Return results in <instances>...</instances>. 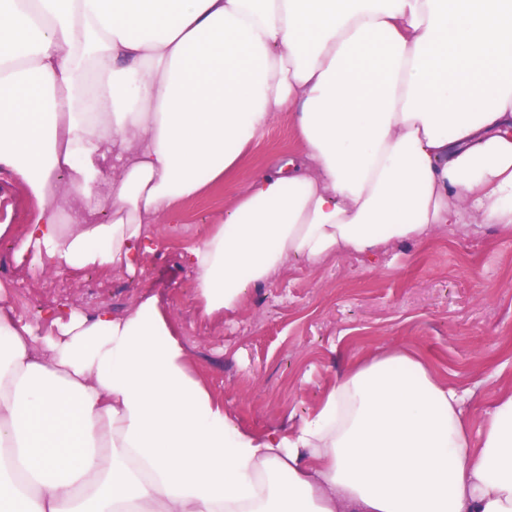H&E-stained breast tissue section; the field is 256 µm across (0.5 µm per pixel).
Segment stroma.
I'll return each instance as SVG.
<instances>
[{
    "label": "stroma",
    "mask_w": 512,
    "mask_h": 512,
    "mask_svg": "<svg viewBox=\"0 0 512 512\" xmlns=\"http://www.w3.org/2000/svg\"><path fill=\"white\" fill-rule=\"evenodd\" d=\"M302 149L291 119L278 116L241 156L233 177L185 200L181 223H157L159 246L144 272L40 270L18 263L0 238L12 305L24 320L63 304L85 315H123L156 298L194 372L243 430L262 433L312 412L360 357L404 348L436 377L481 391L466 405L480 424L493 393L512 389V232L441 227L429 239L391 243L373 261L339 254L292 263L269 285L250 287L233 316H202L186 247L205 238L237 193L270 159ZM28 189L0 176V224L21 228Z\"/></svg>",
    "instance_id": "35a3bbf8"
}]
</instances>
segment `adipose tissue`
Returning <instances> with one entry per match:
<instances>
[{
  "label": "adipose tissue",
  "instance_id": "ef3b65f1",
  "mask_svg": "<svg viewBox=\"0 0 512 512\" xmlns=\"http://www.w3.org/2000/svg\"><path fill=\"white\" fill-rule=\"evenodd\" d=\"M285 112L302 151L183 255L204 314L293 260L512 231V0H0V174L34 200L0 237L21 263L142 270L153 223ZM43 318L0 292V512H512V392L472 431L469 392L392 350L253 434L155 298Z\"/></svg>",
  "mask_w": 512,
  "mask_h": 512
}]
</instances>
